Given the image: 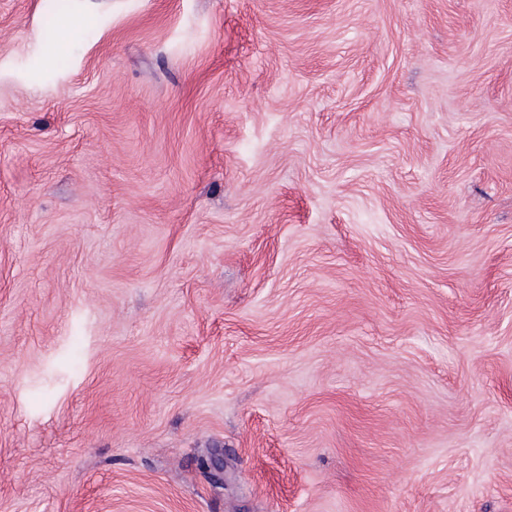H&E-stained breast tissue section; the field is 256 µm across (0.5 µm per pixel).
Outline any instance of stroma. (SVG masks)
Wrapping results in <instances>:
<instances>
[{
    "instance_id": "obj_1",
    "label": "stroma",
    "mask_w": 512,
    "mask_h": 512,
    "mask_svg": "<svg viewBox=\"0 0 512 512\" xmlns=\"http://www.w3.org/2000/svg\"><path fill=\"white\" fill-rule=\"evenodd\" d=\"M0 512H512V0H0Z\"/></svg>"
}]
</instances>
